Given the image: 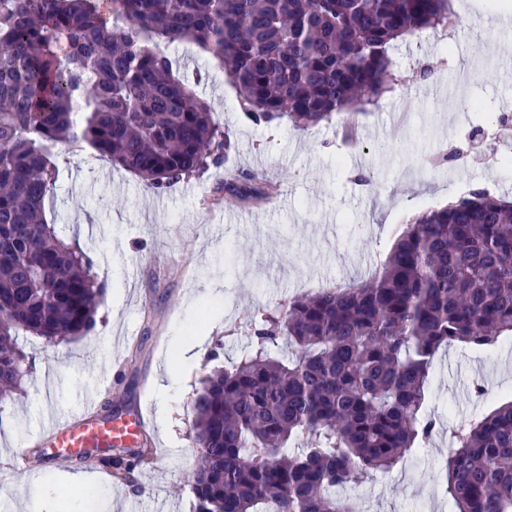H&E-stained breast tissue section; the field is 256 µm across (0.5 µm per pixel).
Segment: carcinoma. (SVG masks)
<instances>
[{"label":"carcinoma","instance_id":"cac0c4a2","mask_svg":"<svg viewBox=\"0 0 512 512\" xmlns=\"http://www.w3.org/2000/svg\"><path fill=\"white\" fill-rule=\"evenodd\" d=\"M452 18L451 0H0V400L31 369L20 333L85 335L103 298L92 261L45 218L56 148L87 147L160 190L233 147L160 43L222 61L255 125L352 128L393 88L396 43ZM272 190L258 173L224 176L233 199ZM249 327V349L192 401L193 512H355L338 489L432 439L423 407L438 351L512 338V205L479 187L424 210L371 278ZM283 337L291 352L278 358ZM83 458L130 473L152 449ZM445 473L456 512H512V400L455 433Z\"/></svg>","mask_w":512,"mask_h":512}]
</instances>
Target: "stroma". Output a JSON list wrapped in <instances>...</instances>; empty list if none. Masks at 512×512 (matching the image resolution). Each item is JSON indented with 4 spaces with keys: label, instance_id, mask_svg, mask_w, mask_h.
I'll return each instance as SVG.
<instances>
[{
    "label": "stroma",
    "instance_id": "stroma-1",
    "mask_svg": "<svg viewBox=\"0 0 512 512\" xmlns=\"http://www.w3.org/2000/svg\"><path fill=\"white\" fill-rule=\"evenodd\" d=\"M461 22L441 35L400 42L404 77L361 117L353 136L339 121L307 131L287 120L250 126L221 62L186 41L163 44L177 75L195 83L233 133L223 166L162 192L87 149L60 146L58 178L45 202L48 221L76 240L105 285L89 335L50 344L21 335L33 370L21 392L0 401V512H191L188 472L197 449L190 402L215 368L250 343L248 320L298 295L371 277L395 230L412 211L484 187L512 201V174L487 161L441 166L449 145L465 144L489 114L512 112V28L495 0H453ZM430 65L421 77V65ZM479 111H471V104ZM258 170L276 183L270 199L215 201L225 169ZM370 173L372 186L356 172ZM167 391L156 382L166 367ZM108 380L88 397L80 374ZM483 398L471 393L475 379ZM512 399V341L491 352L463 345L439 351L429 374L426 413L439 426L409 464L351 482L358 512H455L445 492L444 450L452 431ZM143 411L152 464L131 476L92 469L91 493L68 495L78 456L61 458L37 442L48 421L87 415L98 424ZM57 481L47 505L41 488Z\"/></svg>",
    "mask_w": 512,
    "mask_h": 512
}]
</instances>
